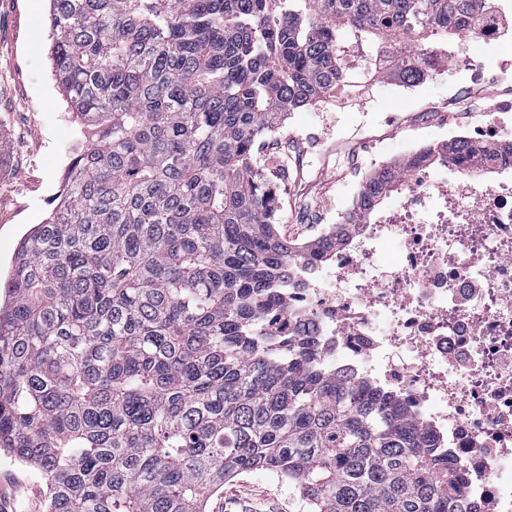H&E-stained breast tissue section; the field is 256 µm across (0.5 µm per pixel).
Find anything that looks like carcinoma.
<instances>
[{
    "mask_svg": "<svg viewBox=\"0 0 512 512\" xmlns=\"http://www.w3.org/2000/svg\"><path fill=\"white\" fill-rule=\"evenodd\" d=\"M55 76L88 145L22 239L0 307V452L46 512H205L268 471L308 512H467L428 433L261 315L300 255L256 142L350 72L408 86L479 0H50ZM473 154L464 142L427 161ZM408 160L362 185L369 210Z\"/></svg>",
    "mask_w": 512,
    "mask_h": 512,
    "instance_id": "cac0c4a2",
    "label": "carcinoma"
}]
</instances>
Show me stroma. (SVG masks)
Returning <instances> with one entry per match:
<instances>
[{
  "label": "stroma",
  "mask_w": 512,
  "mask_h": 512,
  "mask_svg": "<svg viewBox=\"0 0 512 512\" xmlns=\"http://www.w3.org/2000/svg\"><path fill=\"white\" fill-rule=\"evenodd\" d=\"M50 0H0V271H8L17 244L42 223L72 158L78 123L52 75ZM438 46L471 67H444L414 87L379 79L348 87L335 98L289 114L273 133L278 154L257 142L255 154L277 191L279 232L310 238L315 224H337L354 193L376 168L404 159L415 139L445 140L458 124H496L512 140V112L478 110L477 96L512 91L506 47L470 54L458 39ZM0 500L11 512H45L37 471L0 453ZM228 512H306L294 485L264 471L226 482L208 501Z\"/></svg>",
  "instance_id": "1"
}]
</instances>
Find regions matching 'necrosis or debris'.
<instances>
[{"mask_svg":"<svg viewBox=\"0 0 512 512\" xmlns=\"http://www.w3.org/2000/svg\"><path fill=\"white\" fill-rule=\"evenodd\" d=\"M503 15L495 0L481 10L467 44H504ZM448 137L493 150L492 165L452 163L455 180L440 186L431 164H413L400 206L349 225L323 259L296 261L267 321L428 429L468 512H512V146L489 126Z\"/></svg>","mask_w":512,"mask_h":512,"instance_id":"4bbe7bcc","label":"necrosis or debris"}]
</instances>
